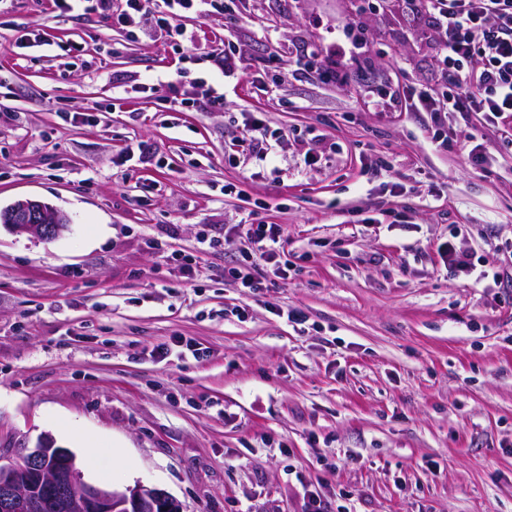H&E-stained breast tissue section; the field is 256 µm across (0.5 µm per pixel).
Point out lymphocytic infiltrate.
Returning <instances> with one entry per match:
<instances>
[{"instance_id": "lymphocytic-infiltrate-1", "label": "lymphocytic infiltrate", "mask_w": 512, "mask_h": 512, "mask_svg": "<svg viewBox=\"0 0 512 512\" xmlns=\"http://www.w3.org/2000/svg\"><path fill=\"white\" fill-rule=\"evenodd\" d=\"M238 0H125L117 21L137 28L141 37L156 41L186 37L181 20L221 11L232 17ZM409 19L428 16L431 36L439 46L440 88H412L405 105L410 112L451 116L482 113L485 123L499 131L501 152L512 156V0H403ZM228 276L244 288L261 287L251 263L252 245L265 244L269 255L282 247L276 224H252Z\"/></svg>"}]
</instances>
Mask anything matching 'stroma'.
Wrapping results in <instances>:
<instances>
[{
    "instance_id": "1",
    "label": "stroma",
    "mask_w": 512,
    "mask_h": 512,
    "mask_svg": "<svg viewBox=\"0 0 512 512\" xmlns=\"http://www.w3.org/2000/svg\"><path fill=\"white\" fill-rule=\"evenodd\" d=\"M182 24L193 42L138 40L0 0V208L71 219L51 241L0 224V453L48 434L84 480L183 512H304L310 490L329 512H512V288L451 276L441 249L512 253V158L470 164L453 142L494 147L489 126L441 143L385 100L441 83L423 20L241 0ZM335 25L363 52L313 81ZM209 88L222 109L199 107ZM252 117L283 134L270 163L234 146ZM251 222L280 225L288 263L277 279L255 254V290L224 275Z\"/></svg>"
}]
</instances>
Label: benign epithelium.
I'll return each mask as SVG.
<instances>
[{"instance_id": "obj_1", "label": "benign epithelium", "mask_w": 512, "mask_h": 512, "mask_svg": "<svg viewBox=\"0 0 512 512\" xmlns=\"http://www.w3.org/2000/svg\"><path fill=\"white\" fill-rule=\"evenodd\" d=\"M18 234L55 239L70 224L61 209L34 199L0 210ZM0 512H183L165 491L141 485L124 491L84 481L73 452L42 436L18 463L0 455Z\"/></svg>"}]
</instances>
